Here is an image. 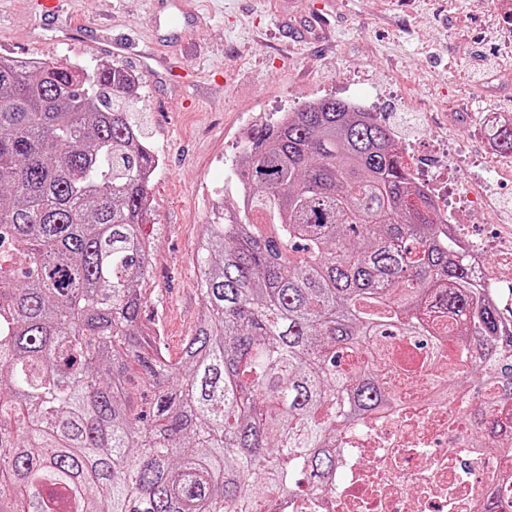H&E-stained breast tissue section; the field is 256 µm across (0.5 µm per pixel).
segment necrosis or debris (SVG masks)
Here are the masks:
<instances>
[{
    "instance_id": "obj_1",
    "label": "necrosis or debris",
    "mask_w": 512,
    "mask_h": 512,
    "mask_svg": "<svg viewBox=\"0 0 512 512\" xmlns=\"http://www.w3.org/2000/svg\"><path fill=\"white\" fill-rule=\"evenodd\" d=\"M495 175V169H486L473 192L452 190L450 166L417 180L441 223L477 266L484 251L465 237L458 215L476 195L492 193ZM402 393L398 411L375 415L338 436L330 491L297 493L285 512H477L496 482L498 456L468 443L473 415L458 410L470 402L468 391L457 390L447 402L434 401L429 380L419 370L403 383Z\"/></svg>"
}]
</instances>
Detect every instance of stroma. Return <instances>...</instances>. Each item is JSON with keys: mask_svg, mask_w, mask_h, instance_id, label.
I'll use <instances>...</instances> for the list:
<instances>
[{"mask_svg": "<svg viewBox=\"0 0 512 512\" xmlns=\"http://www.w3.org/2000/svg\"><path fill=\"white\" fill-rule=\"evenodd\" d=\"M0 0V53L87 67L95 39L127 41L118 58L140 81L131 114L159 158L149 185L154 239L144 317L179 356L202 311L194 261L204 225L239 202L226 178L249 131L321 97L365 100L391 126L410 169L458 157L460 186L502 175L490 219H464L478 243L512 225V157L489 153L480 124L512 113V0Z\"/></svg>", "mask_w": 512, "mask_h": 512, "instance_id": "1", "label": "stroma"}]
</instances>
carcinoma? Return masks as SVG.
Masks as SVG:
<instances>
[{"label": "carcinoma", "mask_w": 512, "mask_h": 512, "mask_svg": "<svg viewBox=\"0 0 512 512\" xmlns=\"http://www.w3.org/2000/svg\"><path fill=\"white\" fill-rule=\"evenodd\" d=\"M138 86L0 56V512H274L432 364L439 398L470 377L498 407L472 438L512 449L492 289L392 128L342 100L250 132L247 196L205 225L200 321L169 356L144 319L158 159L128 116ZM487 135L512 155V122Z\"/></svg>", "instance_id": "carcinoma-1"}]
</instances>
